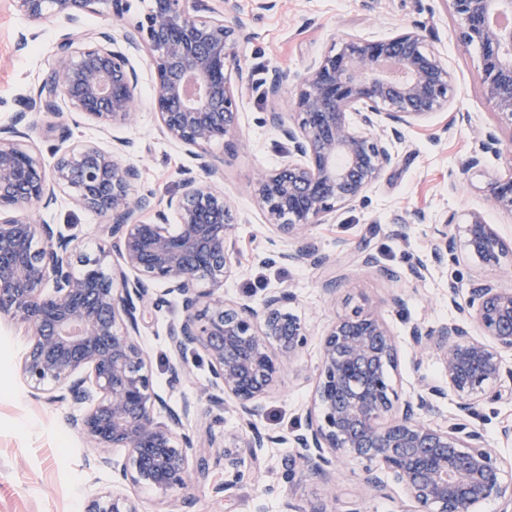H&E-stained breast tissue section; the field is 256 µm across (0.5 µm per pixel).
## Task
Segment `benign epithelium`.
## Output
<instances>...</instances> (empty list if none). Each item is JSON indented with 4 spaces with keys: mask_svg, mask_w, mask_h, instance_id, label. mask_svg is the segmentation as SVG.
Returning a JSON list of instances; mask_svg holds the SVG:
<instances>
[{
    "mask_svg": "<svg viewBox=\"0 0 512 512\" xmlns=\"http://www.w3.org/2000/svg\"><path fill=\"white\" fill-rule=\"evenodd\" d=\"M152 0L135 24L123 0H14L29 21L77 23L87 14L105 18L103 28L64 33L55 66L23 110L0 124V314L25 326L30 346L22 374L49 400L86 405L73 426L93 448H124L121 480L148 485L169 498L203 481L209 462L198 438L183 431L192 403L171 409L152 387L146 355L137 341L141 325L174 296L182 316L169 328L172 350H201L208 359L210 399L232 403L241 427L224 446V493L244 476L245 461L260 467L272 443L291 448L283 463L288 486L307 476L327 485L336 499V472L346 465L362 472L364 493L381 490L385 473L400 486V512H477L486 501L512 512V474L483 429L474 426L485 400L512 402V286L476 280L466 298H448L457 317L437 326L413 324L408 333L414 368L434 352L439 382L420 378L413 395L398 402L391 373L399 364L398 340L375 310L333 319L320 340L314 395L304 424L288 437H274L256 418L275 390L280 372L294 365L310 336L307 322L291 313V288H271L259 299L224 298L239 254L237 222L224 195V160L211 152L230 146L239 133L237 100L249 83L235 60L240 26L233 0ZM459 38L479 51L476 78L501 122L512 127V0H448ZM212 17L203 19L199 12ZM148 51L155 74L154 103L160 134L190 148L201 171L161 201L133 196L139 166L120 141L107 152L80 144L47 167L24 140L32 112H53L64 100L80 116L108 129L136 119L138 76L130 55ZM290 89V111L270 112L267 123L288 142L282 163L259 170L252 196L273 232L271 248L257 254L278 262L322 266L312 228L336 208L361 198L395 166L401 128L448 109L453 94L445 58L419 28L388 38L348 36L298 78L274 71L267 96ZM504 148L491 131L480 153ZM73 204L107 219L95 255L81 251L78 237L46 224L36 208L56 191ZM491 208L512 215V154L486 187ZM175 215L169 223L167 212ZM445 220L431 254L440 262L453 249ZM464 253L485 266L512 260V243L474 214L464 228ZM116 263H108V257ZM349 262L393 282L399 272L379 264L369 246ZM453 402L440 424L426 417L439 403ZM166 412L167 420L158 419ZM83 512H138L134 502L107 488Z\"/></svg>",
    "mask_w": 512,
    "mask_h": 512,
    "instance_id": "7a95c632",
    "label": "benign epithelium"
}]
</instances>
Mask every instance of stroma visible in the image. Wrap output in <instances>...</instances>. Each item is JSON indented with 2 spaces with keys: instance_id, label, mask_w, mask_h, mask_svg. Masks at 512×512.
<instances>
[{
  "instance_id": "obj_1",
  "label": "stroma",
  "mask_w": 512,
  "mask_h": 512,
  "mask_svg": "<svg viewBox=\"0 0 512 512\" xmlns=\"http://www.w3.org/2000/svg\"><path fill=\"white\" fill-rule=\"evenodd\" d=\"M242 34L236 58L249 78V90L237 103L240 142L231 148L212 147L224 160V194L240 222L241 269L224 286L229 300L260 297L265 289L291 287L298 296L292 313L305 318L312 330L308 346L293 367L284 369L267 400L258 425L277 436L278 444L264 449L262 475L272 493L261 492L251 478H243L235 489L234 512H281L283 459L288 453L281 437L302 424L315 385L321 334L334 317L354 308H378L401 345L400 361L393 372L394 388L400 398L412 395L420 377L440 378L435 354L425 355L420 368H412L408 329L416 322L429 325L451 320L456 311L448 300L449 290L465 298L471 281L483 277L512 285V268L480 266L448 258L431 261L430 244L435 225L452 217L448 234L462 240L463 226L471 213L484 216L500 235L512 242V217L503 216L486 203V185L491 175L505 167L504 157L485 155L481 166L463 170L465 159L478 148V130L495 126L493 106L477 83L479 53L457 38V25L444 0H274L267 11L257 10L255 0H236ZM406 25L419 26L427 43L446 58L454 83L447 110L405 128L398 143V162L366 192L363 199L331 214L327 223L313 230L320 253L329 262L321 268L298 264L263 265L254 260L258 244L268 232L251 196L257 170L277 166L288 145L264 123L266 112L289 111L288 101L273 104L264 90L274 69L303 72L314 60L349 35L378 40ZM62 21L40 27L18 12L12 0H0V119L20 109L52 71L54 46ZM35 32L36 38L16 50L18 32ZM133 65L139 75L138 116L134 124L101 134L90 120H73L68 102L58 104L57 114L32 115L33 146L45 159L63 154L80 142L107 149L113 137L129 140L141 168L134 193L151 191L163 196L177 189L182 178L195 170V161L185 147L159 136L153 103L154 74L146 53H138ZM68 124L69 139H61L58 124ZM425 213L419 222L417 213ZM40 218L68 233H78L85 252L97 250L103 217L73 206L66 193L40 210ZM368 243L381 265L400 272L406 290L405 304L394 308L386 300L393 284L383 276L351 265L348 253ZM419 259L429 261L430 274L414 282L409 274ZM336 281L335 304H328L323 283ZM181 306L171 301L154 313L141 329L139 342L146 354L153 388L173 409L184 398L199 400L198 414L184 420L186 431H211L216 439L234 433L240 421L223 403L203 399L209 367L203 352L186 351L183 359L191 377L178 390L169 387V365L174 362L168 327L178 318ZM28 349L23 324L0 317V512H82L84 503L118 479L117 465L124 462L122 448L97 450L70 426L71 417L82 406L52 402L34 393L21 372ZM474 424L483 428L492 447L512 463V441H504L499 425L512 420V403H485ZM207 480L187 491L184 512H225L223 495L212 487L224 480L223 451L209 448ZM337 512H400L404 502L394 484L370 496L361 494V472L343 468L337 480Z\"/></svg>"
}]
</instances>
